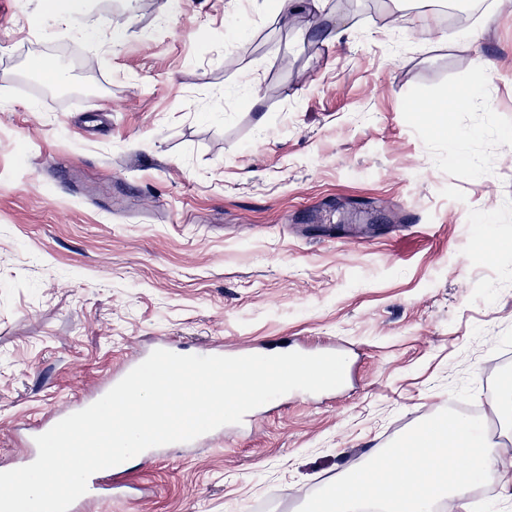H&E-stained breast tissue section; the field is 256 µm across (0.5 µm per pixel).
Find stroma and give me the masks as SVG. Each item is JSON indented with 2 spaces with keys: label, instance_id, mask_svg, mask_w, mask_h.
Segmentation results:
<instances>
[{
  "label": "stroma",
  "instance_id": "stroma-1",
  "mask_svg": "<svg viewBox=\"0 0 512 512\" xmlns=\"http://www.w3.org/2000/svg\"><path fill=\"white\" fill-rule=\"evenodd\" d=\"M411 12L304 0L291 25L276 0H85L64 24L0 0V459L16 423L157 336L333 344L346 381L134 464L142 495L99 512H315L451 401L512 458V80L467 89L475 53L512 72V17L484 7L474 46ZM401 203L419 228L386 232ZM327 217L372 235L314 232Z\"/></svg>",
  "mask_w": 512,
  "mask_h": 512
}]
</instances>
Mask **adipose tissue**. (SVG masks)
Wrapping results in <instances>:
<instances>
[{"instance_id":"ef3b65f1","label":"adipose tissue","mask_w":512,"mask_h":512,"mask_svg":"<svg viewBox=\"0 0 512 512\" xmlns=\"http://www.w3.org/2000/svg\"><path fill=\"white\" fill-rule=\"evenodd\" d=\"M464 456L476 473L497 474L503 484L512 483V468L502 465L478 429L469 425H431L421 430L412 452L393 451L392 472L344 473L337 477L345 493L333 501V512H358L367 500L379 502L383 512H429L434 499L454 498L462 512L467 482L463 474L448 470L439 460L448 454Z\"/></svg>"}]
</instances>
